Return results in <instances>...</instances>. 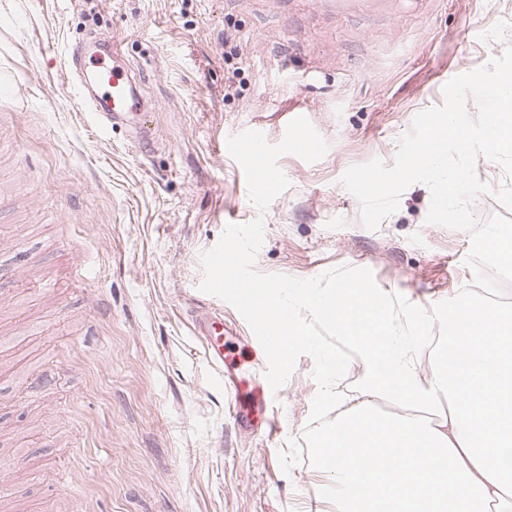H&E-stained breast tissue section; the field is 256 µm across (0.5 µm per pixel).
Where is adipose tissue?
<instances>
[{"label":"adipose tissue","mask_w":512,"mask_h":512,"mask_svg":"<svg viewBox=\"0 0 512 512\" xmlns=\"http://www.w3.org/2000/svg\"><path fill=\"white\" fill-rule=\"evenodd\" d=\"M288 346L315 345L305 317L357 352L364 374L338 391L335 351L324 353L320 401L334 423L312 440L336 512H512V307L466 289L447 336H420L421 309L388 298L362 277L339 288L312 282L273 289ZM400 411H378V401Z\"/></svg>","instance_id":"obj_1"}]
</instances>
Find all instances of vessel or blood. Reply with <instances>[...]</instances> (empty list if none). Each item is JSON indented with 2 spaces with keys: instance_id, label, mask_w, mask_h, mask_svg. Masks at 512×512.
<instances>
[{
  "instance_id": "obj_1",
  "label": "vessel or blood",
  "mask_w": 512,
  "mask_h": 512,
  "mask_svg": "<svg viewBox=\"0 0 512 512\" xmlns=\"http://www.w3.org/2000/svg\"><path fill=\"white\" fill-rule=\"evenodd\" d=\"M121 52L115 42L100 44L93 53L72 51L68 57L70 82L83 111L104 130L130 125L131 118L144 111L145 102L139 90L138 75L121 64ZM207 336L206 354L223 373L232 392V415L244 419L247 403L260 406L270 400V393L246 387V372L224 356V318L214 315L200 325Z\"/></svg>"
}]
</instances>
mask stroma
Listing matches in <instances>:
<instances>
[{
  "label": "stroma",
  "mask_w": 512,
  "mask_h": 512,
  "mask_svg": "<svg viewBox=\"0 0 512 512\" xmlns=\"http://www.w3.org/2000/svg\"><path fill=\"white\" fill-rule=\"evenodd\" d=\"M240 48L225 92L224 37ZM113 39L140 71L153 143L95 128L68 83L75 46ZM512 46V0H0V459L22 474L0 512H334L304 441L318 385L298 356L269 409L235 423L199 321L221 313L233 352L260 343L229 303L200 291L201 256L230 223L263 218L255 269L311 279L370 269L448 333V304L473 285L467 232L425 221L431 194L408 186L366 229L342 184L354 166L393 165L415 116L443 87ZM303 114L327 142L313 163L282 155L289 186L250 201L229 136L279 143ZM479 221L503 210L505 183ZM28 266L17 287L11 271ZM102 313L84 305L86 294Z\"/></svg>",
  "instance_id": "stroma-1"
}]
</instances>
